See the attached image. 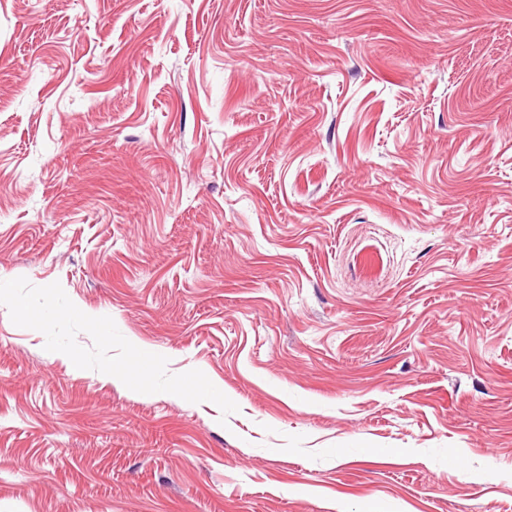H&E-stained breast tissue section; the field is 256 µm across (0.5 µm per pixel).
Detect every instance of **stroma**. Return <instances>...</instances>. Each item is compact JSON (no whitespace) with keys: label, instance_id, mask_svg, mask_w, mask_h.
<instances>
[{"label":"stroma","instance_id":"obj_1","mask_svg":"<svg viewBox=\"0 0 512 512\" xmlns=\"http://www.w3.org/2000/svg\"><path fill=\"white\" fill-rule=\"evenodd\" d=\"M0 512H512V0H0Z\"/></svg>","mask_w":512,"mask_h":512}]
</instances>
